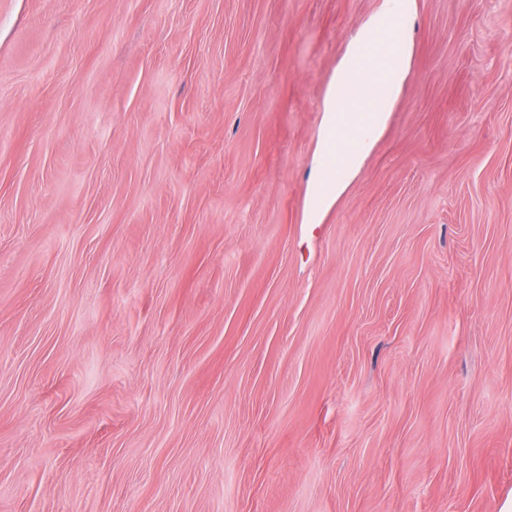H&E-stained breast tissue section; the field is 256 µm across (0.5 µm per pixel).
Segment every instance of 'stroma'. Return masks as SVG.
Instances as JSON below:
<instances>
[{"instance_id": "1", "label": "stroma", "mask_w": 512, "mask_h": 512, "mask_svg": "<svg viewBox=\"0 0 512 512\" xmlns=\"http://www.w3.org/2000/svg\"><path fill=\"white\" fill-rule=\"evenodd\" d=\"M0 0V512L512 502V0ZM415 0H379L363 21L336 65L324 112L327 130L340 133L336 152L345 173L355 169L378 132V120L398 96L406 77L403 61L409 51L408 30L399 21L410 15ZM379 45V65L370 49Z\"/></svg>"}]
</instances>
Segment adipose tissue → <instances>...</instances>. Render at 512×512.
Wrapping results in <instances>:
<instances>
[{"instance_id":"ef3b65f1","label":"adipose tissue","mask_w":512,"mask_h":512,"mask_svg":"<svg viewBox=\"0 0 512 512\" xmlns=\"http://www.w3.org/2000/svg\"><path fill=\"white\" fill-rule=\"evenodd\" d=\"M414 8L415 0H379L377 10L359 25L337 63L325 110L328 130L338 134L341 162L321 165L317 177L324 185L338 184V169L358 166L378 132L382 112L397 98L409 51V33L402 20Z\"/></svg>"}]
</instances>
